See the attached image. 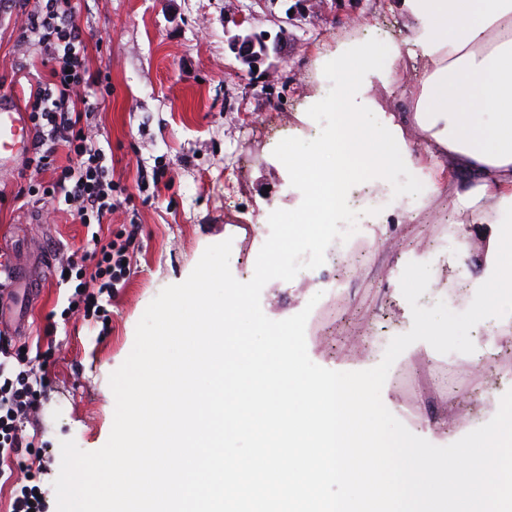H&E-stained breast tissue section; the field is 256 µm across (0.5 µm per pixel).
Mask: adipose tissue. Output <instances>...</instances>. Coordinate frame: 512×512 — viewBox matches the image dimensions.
<instances>
[{
	"label": "adipose tissue",
	"instance_id": "adipose-tissue-1",
	"mask_svg": "<svg viewBox=\"0 0 512 512\" xmlns=\"http://www.w3.org/2000/svg\"><path fill=\"white\" fill-rule=\"evenodd\" d=\"M411 36L406 45L357 41L336 54L339 93L332 107L344 120L319 141L329 166L298 165L308 203L287 215L290 228L319 230L356 173L376 176L414 155L364 89L389 75L401 55L423 59L415 85L412 124L426 154L447 171L424 185L425 195L454 197L459 212L487 227L492 276L473 307L475 318L512 319V0H403Z\"/></svg>",
	"mask_w": 512,
	"mask_h": 512
}]
</instances>
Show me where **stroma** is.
<instances>
[{"mask_svg": "<svg viewBox=\"0 0 512 512\" xmlns=\"http://www.w3.org/2000/svg\"><path fill=\"white\" fill-rule=\"evenodd\" d=\"M295 0H78L77 22L88 45L91 70L105 79L91 119L96 140L112 159V180L123 206L113 211V231L140 225L130 271L105 302L103 317L67 313L69 283L51 276L30 309L29 331L13 350L35 360L49 355V383L35 415V438L21 459L0 461V512H11L16 483L38 486L47 512H56L53 482L61 464L60 444L84 451L107 442L115 399L110 375L130 354L136 326L151 300L166 286L184 281L207 246L231 240L230 269L249 281L266 241L260 231L276 209L302 201L273 150L284 138H315L308 116L312 99L336 98L330 56L342 42L359 38L404 43L407 18L400 0H359L357 22L336 0H308V18L288 27L286 49L270 55L261 74L250 73L230 49L247 17L257 29L277 33L275 18ZM24 15L13 0H0V96L25 105L31 88L47 81L50 68L20 45ZM422 66L408 55L392 65L388 80L373 79L366 95L395 118L414 149L423 150L411 126L404 91L421 79ZM249 157L242 176L234 161ZM25 161L0 172V252L15 258H54L61 247L83 246L91 231L70 209L18 197L33 177ZM233 191H225V180ZM25 234L14 237L13 226ZM462 231L468 248L450 240L449 226ZM468 218L454 200L440 195L408 209L395 198L371 237L372 252L355 281L324 264L308 278L269 281L260 297L264 314L283 320L305 305L313 310L305 337L310 359L337 371L376 366L390 340L412 326L399 280L408 262L431 265L429 288L418 303L467 309L491 275L484 243L473 242ZM474 353L462 360L419 341L392 365L382 389L386 408L413 434L446 446L467 433L466 414L512 389V328L496 320L470 332Z\"/></svg>", "mask_w": 512, "mask_h": 512, "instance_id": "stroma-1", "label": "stroma"}]
</instances>
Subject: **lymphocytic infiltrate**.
<instances>
[{
    "label": "lymphocytic infiltrate",
    "mask_w": 512,
    "mask_h": 512,
    "mask_svg": "<svg viewBox=\"0 0 512 512\" xmlns=\"http://www.w3.org/2000/svg\"><path fill=\"white\" fill-rule=\"evenodd\" d=\"M24 10L26 22L18 40L50 63V78L33 91L26 103L35 128V152L30 168L40 181L20 188V196L39 197L52 205L74 207L82 224H104L117 201V186L106 164L104 151L92 133V112L87 104L102 83L101 72L90 71L86 43L76 23V0H41L29 9L30 0H14ZM66 152L68 164L56 163ZM139 227L129 224L117 237L103 236L62 258L73 292L69 310L97 316L103 311L102 295L111 294L127 272L125 261L137 242ZM45 379L25 363H17L8 338L0 339V456L17 455L28 445L24 426L35 414Z\"/></svg>",
    "instance_id": "obj_1"
}]
</instances>
